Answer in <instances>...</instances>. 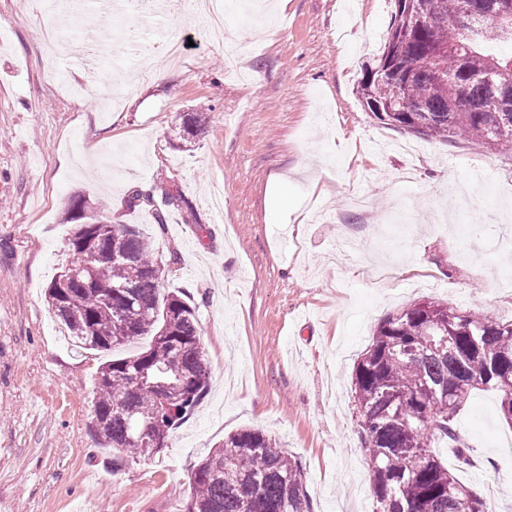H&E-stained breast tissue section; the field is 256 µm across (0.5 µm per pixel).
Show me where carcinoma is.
I'll return each instance as SVG.
<instances>
[{"mask_svg":"<svg viewBox=\"0 0 512 512\" xmlns=\"http://www.w3.org/2000/svg\"><path fill=\"white\" fill-rule=\"evenodd\" d=\"M418 2V16L394 8L383 51L357 86L363 107L380 123L423 137L512 147V120H499L501 107L512 110V95L493 102L488 88L495 70L512 77V54L500 58L482 49L494 41L512 44V15H500V0H483L486 17L468 37L459 20L476 0ZM391 43L402 49L401 66L383 74ZM67 214L72 265L89 258L92 267L86 275L59 273L46 288L62 328L78 347L105 351L152 337L148 349L109 360L99 372L93 432L113 449L115 472L143 455L136 444L141 430L157 450L168 447L170 430L203 399L210 374L196 308L175 292H161L152 241L134 224L111 223L79 194ZM443 336L450 341L440 351ZM483 387L498 392L500 410L512 421V323L424 300L379 325L354 367L351 388L374 512H488L434 449L445 440L457 448L460 466L472 463L455 420ZM442 394L447 408L438 409ZM306 483L302 464L276 439L242 429L196 466L186 512H313Z\"/></svg>","mask_w":512,"mask_h":512,"instance_id":"carcinoma-1","label":"carcinoma"}]
</instances>
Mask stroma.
Wrapping results in <instances>:
<instances>
[{"label": "stroma", "instance_id": "1", "mask_svg": "<svg viewBox=\"0 0 512 512\" xmlns=\"http://www.w3.org/2000/svg\"><path fill=\"white\" fill-rule=\"evenodd\" d=\"M94 0L63 8L64 40L107 48ZM392 0H277L231 12L242 63L173 11L154 34L192 39L153 81L129 62L107 110L111 57L45 51L42 0H0V512H185L196 464L240 429L274 436L307 474L314 512H373L351 374L381 322L424 300L512 322V256L472 225L512 226V148L424 139L379 123L355 86L381 51ZM205 117L186 140L188 113ZM98 145L87 156V143ZM181 190L167 231L126 205ZM155 235L162 286L196 306L208 392L161 452L112 469L92 431L105 352L79 351L44 288L72 260L75 194ZM456 427L475 460L459 479L512 512V426L473 393Z\"/></svg>", "mask_w": 512, "mask_h": 512}]
</instances>
